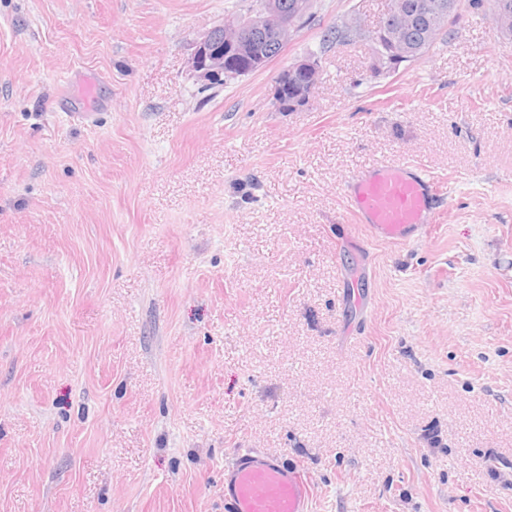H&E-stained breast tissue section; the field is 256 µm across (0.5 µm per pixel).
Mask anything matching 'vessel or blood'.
Wrapping results in <instances>:
<instances>
[{
    "instance_id": "obj_1",
    "label": "vessel or blood",
    "mask_w": 512,
    "mask_h": 512,
    "mask_svg": "<svg viewBox=\"0 0 512 512\" xmlns=\"http://www.w3.org/2000/svg\"><path fill=\"white\" fill-rule=\"evenodd\" d=\"M347 200L353 215L376 237L406 241L431 218L436 185L416 166H365ZM307 475L284 460L247 449L224 471V500L230 512H310Z\"/></svg>"
}]
</instances>
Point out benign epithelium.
Segmentation results:
<instances>
[{"label": "benign epithelium", "instance_id": "benign-epithelium-1", "mask_svg": "<svg viewBox=\"0 0 512 512\" xmlns=\"http://www.w3.org/2000/svg\"><path fill=\"white\" fill-rule=\"evenodd\" d=\"M314 8V0H295L286 13L280 11L275 0H265L261 11H250L221 25L224 29V50L214 45V30L210 29L196 36L192 51L187 60L189 72L205 87L216 80L231 75L240 78L266 68V60L258 53L250 40V32L261 29L268 32L276 41L286 45L307 22ZM420 9L428 14L429 39H434L442 18L447 10L432 11L426 3ZM391 12L398 15L397 23L390 28H380L381 36L392 46L389 58L391 70H397L414 54V48L406 39V31L414 20V15L404 8L403 0H393ZM236 55L252 60L250 69L230 74L224 67V58ZM320 80L319 62L311 57L300 59L281 70L274 80L272 97L274 104L282 112H293L307 104Z\"/></svg>", "mask_w": 512, "mask_h": 512}]
</instances>
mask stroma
<instances>
[{"instance_id": "obj_1", "label": "stroma", "mask_w": 512, "mask_h": 512, "mask_svg": "<svg viewBox=\"0 0 512 512\" xmlns=\"http://www.w3.org/2000/svg\"><path fill=\"white\" fill-rule=\"evenodd\" d=\"M253 2L0 0V512H228L245 449L311 512H512V37L461 0L375 77L389 0H318L201 91L194 36ZM373 163L440 190L408 243L346 205ZM318 60L300 59L281 70L274 80L272 97L279 111L293 112L307 104L320 80ZM288 91L291 98L288 99Z\"/></svg>"}]
</instances>
